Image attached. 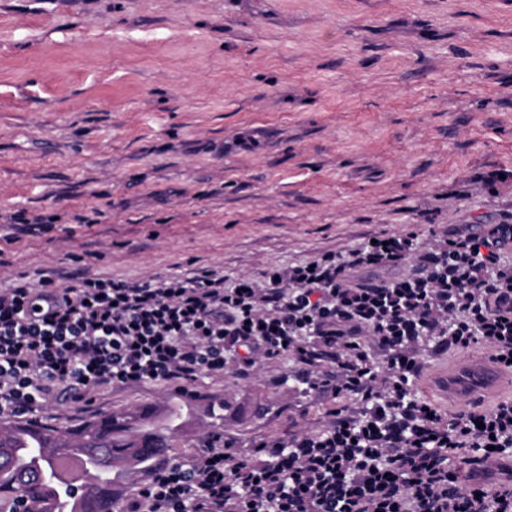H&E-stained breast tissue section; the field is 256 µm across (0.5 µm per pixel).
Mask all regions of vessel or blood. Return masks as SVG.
I'll list each match as a JSON object with an SVG mask.
<instances>
[{
  "instance_id": "1",
  "label": "vessel or blood",
  "mask_w": 512,
  "mask_h": 512,
  "mask_svg": "<svg viewBox=\"0 0 512 512\" xmlns=\"http://www.w3.org/2000/svg\"><path fill=\"white\" fill-rule=\"evenodd\" d=\"M508 378L493 358L483 359L468 355L450 369L431 378L430 388L443 401L476 404L498 395Z\"/></svg>"
}]
</instances>
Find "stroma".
<instances>
[{
  "instance_id": "stroma-1",
  "label": "stroma",
  "mask_w": 512,
  "mask_h": 512,
  "mask_svg": "<svg viewBox=\"0 0 512 512\" xmlns=\"http://www.w3.org/2000/svg\"><path fill=\"white\" fill-rule=\"evenodd\" d=\"M512 0H0V281L227 279L512 211ZM55 216L13 235L10 214ZM240 447L326 424L293 364L185 382ZM113 390L73 428L172 404Z\"/></svg>"
}]
</instances>
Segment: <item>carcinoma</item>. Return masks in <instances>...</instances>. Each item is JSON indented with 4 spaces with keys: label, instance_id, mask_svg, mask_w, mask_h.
I'll use <instances>...</instances> for the list:
<instances>
[{
    "label": "carcinoma",
    "instance_id": "obj_1",
    "mask_svg": "<svg viewBox=\"0 0 512 512\" xmlns=\"http://www.w3.org/2000/svg\"><path fill=\"white\" fill-rule=\"evenodd\" d=\"M194 419L185 408L169 414L151 407L115 411L84 425L61 431L44 427V436L22 439L25 427L0 423V512H14L18 498L31 512L63 510L81 483L65 477L63 467L76 460L80 476L90 480L86 494L91 506L83 512H98L100 504L113 499L111 477L127 481L137 473L154 469L172 447L173 438Z\"/></svg>",
    "mask_w": 512,
    "mask_h": 512
}]
</instances>
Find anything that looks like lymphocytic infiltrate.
<instances>
[{"label":"lymphocytic infiltrate","instance_id":"lymphocytic-infiltrate-1","mask_svg":"<svg viewBox=\"0 0 512 512\" xmlns=\"http://www.w3.org/2000/svg\"><path fill=\"white\" fill-rule=\"evenodd\" d=\"M477 343L512 360V213L428 241L393 232L258 280L43 272L0 285V415L286 356L307 391L357 397V410L246 454L209 436L189 462L158 466L124 512H512L511 488L455 468L463 451L512 457V402L448 417L411 392L425 347Z\"/></svg>","mask_w":512,"mask_h":512}]
</instances>
